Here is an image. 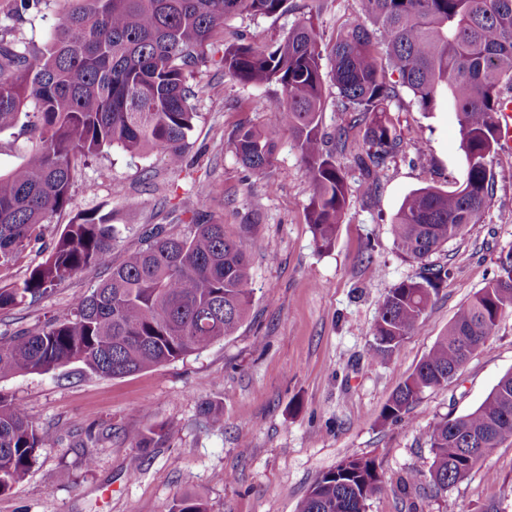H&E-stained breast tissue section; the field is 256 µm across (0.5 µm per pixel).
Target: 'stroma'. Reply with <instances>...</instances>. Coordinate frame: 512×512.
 Masks as SVG:
<instances>
[{
	"instance_id": "stroma-1",
	"label": "stroma",
	"mask_w": 512,
	"mask_h": 512,
	"mask_svg": "<svg viewBox=\"0 0 512 512\" xmlns=\"http://www.w3.org/2000/svg\"><path fill=\"white\" fill-rule=\"evenodd\" d=\"M69 7L68 0H48L41 14L16 24L6 16L8 0H0V41L41 47ZM310 12L329 44L341 25L357 19L358 2L289 0L284 14L226 22L190 72L197 117L182 169L159 152L133 157L117 147L77 167L70 203L45 241L78 212L101 206L121 228L112 250L113 261H121L151 225L186 231L195 186L204 181L208 217L231 235L253 227L252 303L235 335L146 371L100 377L74 363L0 381V393L23 404L48 438L25 483L0 495V512H168L185 491L204 498L209 512H298L314 482L350 455L374 458L384 476L366 512H512V440L444 491L433 492L427 480L435 423L474 409L512 371V314L497 321L448 385L425 391L401 422L381 418L394 390L512 249V151L498 150L489 164L494 193L482 223L430 256L452 274L420 327L388 357L371 359L384 295L418 271L401 257L392 221L414 190L455 189L465 160L454 113L421 111L399 89L390 109L403 150L372 180L352 150L337 151L349 207L332 249H319L306 219L312 190L292 139L282 138L267 178L243 168L230 146L238 127L274 122L275 113L260 106L270 86L227 78L221 63L225 44L241 37L271 44ZM368 251L379 272L366 267ZM103 276L84 269L39 302L1 314L0 337L41 326ZM207 402L223 410V428L202 416ZM165 422L175 430L150 448L124 436ZM86 450L97 459L90 470L82 463Z\"/></svg>"
}]
</instances>
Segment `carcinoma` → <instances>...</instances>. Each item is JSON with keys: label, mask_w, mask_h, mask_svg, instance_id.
<instances>
[{"label": "carcinoma", "mask_w": 512, "mask_h": 512, "mask_svg": "<svg viewBox=\"0 0 512 512\" xmlns=\"http://www.w3.org/2000/svg\"><path fill=\"white\" fill-rule=\"evenodd\" d=\"M45 44L32 50L0 45V134L20 128L36 143L19 165L0 171V269L13 266L70 203L80 163L119 147L130 155L163 153L183 167L196 113L189 69L231 18L275 16L288 0H74ZM41 0H11L9 18L24 23ZM363 20L336 31L321 47L314 15L280 41L224 47V75L243 84L279 87L264 106L274 124L241 126L231 145L248 170L268 175L288 133L312 187L307 219L319 248L334 246L348 206L345 174L329 143L343 147L347 130L322 129L323 60L331 63L338 104L364 126L352 145L368 170L399 152L401 133L389 118L397 87L424 112L441 98L456 114L466 169L452 191L425 187L408 194L392 224L401 255L416 276L388 290L373 325L369 352L384 358L423 322L450 270L428 257L481 221L493 192L488 174L499 146V112L512 100V0H360ZM397 75L396 81L386 72ZM187 233L162 227L121 264L112 263L120 230L112 213L76 214L25 277L0 286V313L41 300L91 266L107 277L41 327L0 338V380L48 373L78 363L92 374L122 377L201 351L235 334L251 303L248 239L227 235L202 209ZM512 312V250L499 272L448 323L427 355L382 408L398 421L428 390L448 384ZM174 430L170 423L133 429L125 437L146 447ZM512 439V371L472 411L447 416L429 436V481L446 487L467 477L501 442ZM45 434L22 405L0 394V494L22 484ZM383 486L380 466L349 456L324 473L299 512H366ZM168 512H208L184 493Z\"/></svg>", "instance_id": "1"}]
</instances>
